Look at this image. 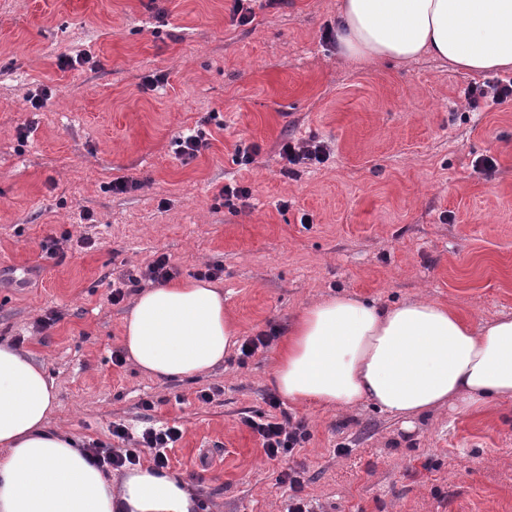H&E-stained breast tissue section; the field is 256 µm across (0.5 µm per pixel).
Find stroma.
<instances>
[{
  "label": "stroma",
  "instance_id": "stroma-1",
  "mask_svg": "<svg viewBox=\"0 0 512 512\" xmlns=\"http://www.w3.org/2000/svg\"><path fill=\"white\" fill-rule=\"evenodd\" d=\"M337 4L253 0L239 26L232 0H0V341L44 365L51 426L81 442L121 450L113 423L179 426L168 471L200 512H284L291 467L322 512H512V402L408 431L371 406L286 401L310 438L274 460L246 424L269 413L275 356L321 297L512 313V102L471 107L487 73L339 56L323 37ZM154 74L163 88L145 87ZM194 130L209 146L181 160L174 139ZM312 136L328 160L280 177L279 144ZM486 156L493 171L475 166ZM121 177L138 188L113 193ZM235 183L252 191L237 213L220 194ZM162 254L178 280L221 267L239 336L275 331L269 347L181 381L114 365L134 298L111 303L112 283Z\"/></svg>",
  "mask_w": 512,
  "mask_h": 512
}]
</instances>
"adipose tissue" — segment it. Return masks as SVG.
Segmentation results:
<instances>
[{
	"label": "adipose tissue",
	"mask_w": 512,
	"mask_h": 512,
	"mask_svg": "<svg viewBox=\"0 0 512 512\" xmlns=\"http://www.w3.org/2000/svg\"><path fill=\"white\" fill-rule=\"evenodd\" d=\"M336 44L348 60L430 57L471 72L512 68V0H340ZM238 332L224 295L197 280L140 292L122 323L142 373L191 379L222 365ZM289 401L370 403L412 428L442 407L461 414L512 401V315L473 325L417 298L386 306L332 295L294 319L272 370ZM58 388L43 366L0 342V512H198L183 479L139 464L119 478L52 431Z\"/></svg>",
	"instance_id": "obj_1"
}]
</instances>
